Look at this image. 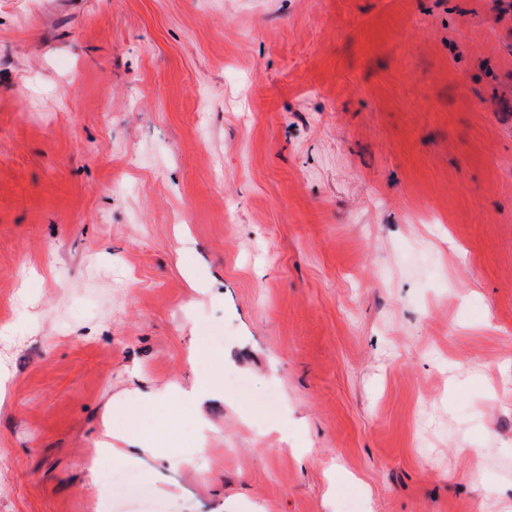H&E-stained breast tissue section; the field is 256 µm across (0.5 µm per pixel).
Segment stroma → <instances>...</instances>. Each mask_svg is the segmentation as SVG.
<instances>
[{
	"instance_id": "stroma-1",
	"label": "stroma",
	"mask_w": 512,
	"mask_h": 512,
	"mask_svg": "<svg viewBox=\"0 0 512 512\" xmlns=\"http://www.w3.org/2000/svg\"><path fill=\"white\" fill-rule=\"evenodd\" d=\"M499 2L0 0V512H512ZM224 361L219 360L215 363L211 372L203 377H197L189 388H183L179 384H172L168 390L156 391L148 395H142L139 390L132 393L138 395L144 405L142 415H150L157 409L165 406L168 402L182 399L199 409L200 405L210 397L218 395L221 386L224 387ZM135 443H130L124 428L114 427L112 422V429L106 426L103 434V439L100 440L95 448L94 456L92 457L89 465V470L93 473L94 479L98 482L101 488L100 498L98 502L99 509H106L108 505V493L107 484L105 478L96 469L98 459L102 456L111 455L112 457H118L123 460L138 461L143 456L157 458L161 453L162 448L156 446V442L144 432L142 428L138 429L136 433ZM119 440L128 444L137 445L136 448H117L113 441Z\"/></svg>"
}]
</instances>
